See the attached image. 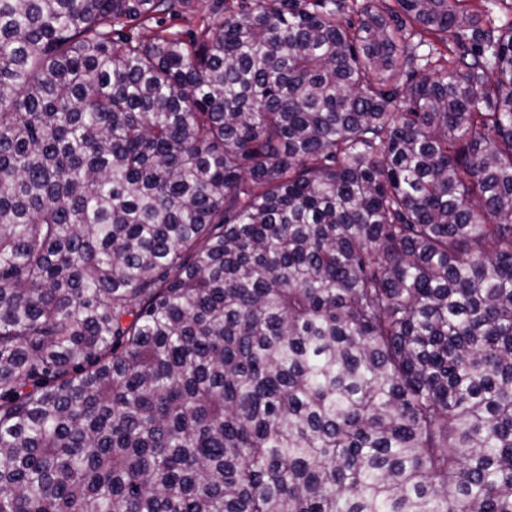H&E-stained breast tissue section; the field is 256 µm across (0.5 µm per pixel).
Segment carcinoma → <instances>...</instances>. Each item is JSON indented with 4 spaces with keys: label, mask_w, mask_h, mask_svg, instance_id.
<instances>
[{
    "label": "carcinoma",
    "mask_w": 512,
    "mask_h": 512,
    "mask_svg": "<svg viewBox=\"0 0 512 512\" xmlns=\"http://www.w3.org/2000/svg\"><path fill=\"white\" fill-rule=\"evenodd\" d=\"M192 2L0 0V512H512V19Z\"/></svg>",
    "instance_id": "carcinoma-1"
}]
</instances>
